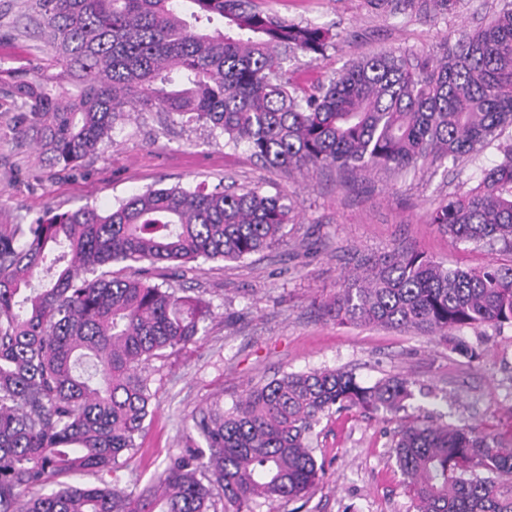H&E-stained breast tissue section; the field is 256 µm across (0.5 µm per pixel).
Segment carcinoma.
Segmentation results:
<instances>
[{"label":"carcinoma","instance_id":"carcinoma-1","mask_svg":"<svg viewBox=\"0 0 512 512\" xmlns=\"http://www.w3.org/2000/svg\"><path fill=\"white\" fill-rule=\"evenodd\" d=\"M52 56L38 72L0 68L19 133L51 166L76 168L136 112L206 126L282 171L374 168L408 174L451 163L512 127V0L438 54L381 53L310 90L288 60L335 45L330 30L251 0H28ZM440 11L448 0H403ZM71 85L74 90L67 91ZM430 222L454 241L512 252V143ZM286 198L258 187H149L93 206L0 224V512H252L301 499L323 464L310 435L332 410L397 414L403 376L365 384L342 369L257 384L232 408L192 415L184 449L154 485L126 492L110 474L151 413L143 366L206 333L210 306L151 282L156 265L243 260L280 239ZM147 263L133 278L108 267ZM340 321L426 334L512 324V264L448 268L395 251L351 273L323 304ZM416 512H512V446L468 425L400 420L391 443Z\"/></svg>","mask_w":512,"mask_h":512}]
</instances>
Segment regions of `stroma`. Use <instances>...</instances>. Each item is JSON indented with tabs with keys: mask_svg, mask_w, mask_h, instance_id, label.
<instances>
[{
	"mask_svg": "<svg viewBox=\"0 0 512 512\" xmlns=\"http://www.w3.org/2000/svg\"><path fill=\"white\" fill-rule=\"evenodd\" d=\"M288 20L330 28L337 39L318 60L288 64L310 88L345 65L380 52L435 53L459 28L477 29L500 0H449L438 13L400 9L396 0H257ZM26 0H0V64L33 68L48 57ZM18 111L0 85V224H26L47 211L92 205L107 211L148 187L230 183L288 197L291 218L272 248L241 261L199 262L165 269L160 281L211 305L207 332L196 342L149 362L154 407L139 449L114 473L120 488L151 485L169 457L185 446L198 407L229 408L250 387L273 377L342 368L365 383L401 375L418 392L401 415L358 409L323 417L312 434L324 471L300 500L259 502L253 512H415L389 452L400 419L479 426L512 436V325L465 328L455 337L336 322L322 304L359 263L412 248L451 268L508 264L495 247L452 243L428 221L443 198L472 187L481 169L500 162L497 145L460 169L424 163L398 177L377 169L347 179L333 169L284 172L262 166L245 147L225 145L209 128L185 127L145 112L119 125L110 142L77 170L49 167L20 136ZM478 347L468 361L454 340Z\"/></svg>",
	"mask_w": 512,
	"mask_h": 512,
	"instance_id": "1",
	"label": "stroma"
}]
</instances>
